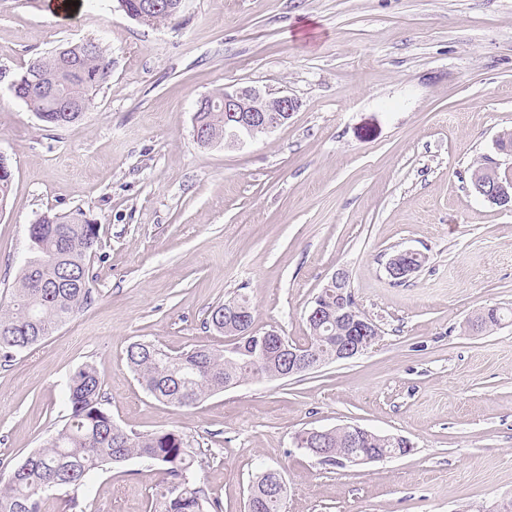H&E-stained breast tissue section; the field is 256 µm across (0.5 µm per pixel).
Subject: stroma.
Segmentation results:
<instances>
[{
  "mask_svg": "<svg viewBox=\"0 0 512 512\" xmlns=\"http://www.w3.org/2000/svg\"><path fill=\"white\" fill-rule=\"evenodd\" d=\"M93 40L112 74L79 121L45 126L10 88L28 63ZM288 92L299 107L240 149L193 138L196 103L222 88ZM512 0H184L155 26L117 0H0V306L46 213L99 226L94 302L0 364V476L61 427L67 387L95 363L106 407L136 433L176 431L194 475L245 512L254 476L280 470L284 512H494L512 497V208L479 196L472 170L512 157ZM427 261L402 285L386 262ZM381 330L375 348L301 376L260 379L181 409L125 360L136 340L180 353L228 338L210 306L242 294L259 331L305 344V312L336 269ZM359 424L407 438L405 456L319 464L312 428ZM158 476L130 460L94 472L92 512H149Z\"/></svg>",
  "mask_w": 512,
  "mask_h": 512,
  "instance_id": "obj_1",
  "label": "stroma"
}]
</instances>
